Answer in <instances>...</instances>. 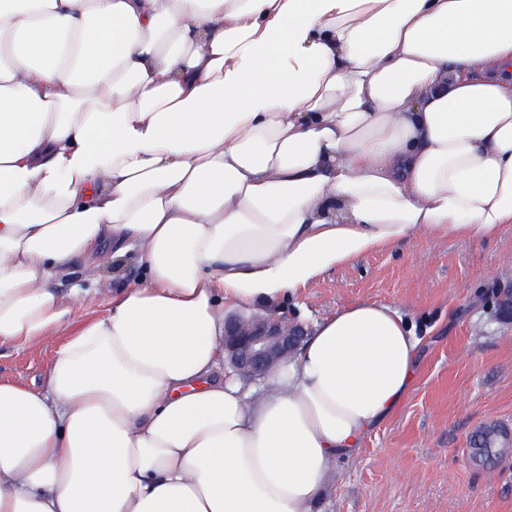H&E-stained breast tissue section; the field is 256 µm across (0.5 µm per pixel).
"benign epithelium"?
Here are the masks:
<instances>
[{
  "mask_svg": "<svg viewBox=\"0 0 512 512\" xmlns=\"http://www.w3.org/2000/svg\"><path fill=\"white\" fill-rule=\"evenodd\" d=\"M303 338V328L281 316H233L224 331V364L240 378L259 380L288 359Z\"/></svg>",
  "mask_w": 512,
  "mask_h": 512,
  "instance_id": "benign-epithelium-1",
  "label": "benign epithelium"
}]
</instances>
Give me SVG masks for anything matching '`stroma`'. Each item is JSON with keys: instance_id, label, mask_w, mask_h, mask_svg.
I'll return each instance as SVG.
<instances>
[{"instance_id": "1", "label": "stroma", "mask_w": 512, "mask_h": 512, "mask_svg": "<svg viewBox=\"0 0 512 512\" xmlns=\"http://www.w3.org/2000/svg\"><path fill=\"white\" fill-rule=\"evenodd\" d=\"M512 225L491 239L408 238L327 272L288 314L313 321L357 303L402 312L419 340L412 391L338 459L321 512H512V459L493 470L469 457L474 435L512 433ZM55 342L0 347V382L40 387Z\"/></svg>"}]
</instances>
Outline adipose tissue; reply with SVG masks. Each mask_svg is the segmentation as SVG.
<instances>
[{"mask_svg": "<svg viewBox=\"0 0 512 512\" xmlns=\"http://www.w3.org/2000/svg\"><path fill=\"white\" fill-rule=\"evenodd\" d=\"M506 224L512 0H0V345L61 340L0 383V512H319L419 341L354 304L257 395L228 318ZM100 275L108 288H126L139 280L141 271L131 257L111 263L101 270Z\"/></svg>", "mask_w": 512, "mask_h": 512, "instance_id": "adipose-tissue-1", "label": "adipose tissue"}]
</instances>
